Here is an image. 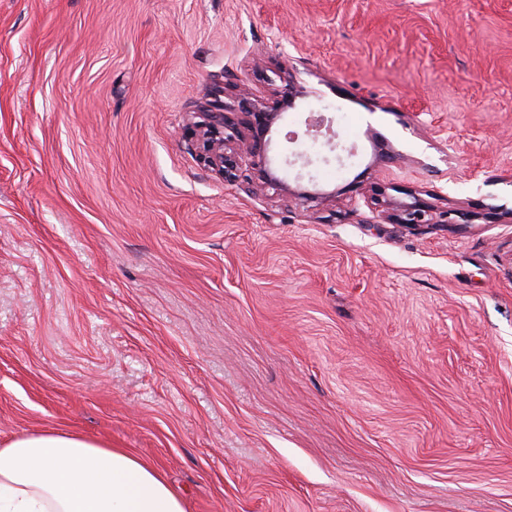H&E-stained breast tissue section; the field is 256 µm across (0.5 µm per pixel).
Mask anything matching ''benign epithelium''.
Returning a JSON list of instances; mask_svg holds the SVG:
<instances>
[{
	"instance_id": "1",
	"label": "benign epithelium",
	"mask_w": 512,
	"mask_h": 512,
	"mask_svg": "<svg viewBox=\"0 0 512 512\" xmlns=\"http://www.w3.org/2000/svg\"><path fill=\"white\" fill-rule=\"evenodd\" d=\"M231 88L234 90L232 103L224 105V109L232 111L237 106L242 110V117L232 119L223 112H207L206 119L194 130L195 149L204 167L224 180L232 179L236 177L232 157L251 158L263 168L260 179L244 187L246 194L260 196L272 190L306 205L317 202L319 194L294 190L281 176L293 170L294 179L299 181L303 179L302 171L310 168L315 159L302 151L293 152L284 155L272 168L266 157L273 126L282 112L295 106L296 99L305 95L303 88L296 85L289 74L283 77V85L272 88L264 96H256L249 88L238 84ZM305 123L315 138L323 134V129L330 128V120L321 113H308ZM373 201L381 207L380 217L385 221L407 225L433 223L431 207L412 193L406 200L393 201L379 188L374 191Z\"/></svg>"
}]
</instances>
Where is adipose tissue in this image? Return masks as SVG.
I'll return each mask as SVG.
<instances>
[{"label": "adipose tissue", "mask_w": 512, "mask_h": 512, "mask_svg": "<svg viewBox=\"0 0 512 512\" xmlns=\"http://www.w3.org/2000/svg\"><path fill=\"white\" fill-rule=\"evenodd\" d=\"M0 512H185L180 496L123 450L63 430L0 448Z\"/></svg>", "instance_id": "1"}]
</instances>
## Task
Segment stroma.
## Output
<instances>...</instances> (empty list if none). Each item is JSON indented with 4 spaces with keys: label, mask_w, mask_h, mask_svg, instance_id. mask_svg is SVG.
<instances>
[{
    "label": "stroma",
    "mask_w": 512,
    "mask_h": 512,
    "mask_svg": "<svg viewBox=\"0 0 512 512\" xmlns=\"http://www.w3.org/2000/svg\"><path fill=\"white\" fill-rule=\"evenodd\" d=\"M285 67L272 153L357 149L313 207L189 133ZM43 429L185 512H512V0H0V446ZM373 203L382 208L380 217L391 224H436L432 208L412 193H407L408 200L391 201L385 190L374 189Z\"/></svg>",
    "instance_id": "1"
}]
</instances>
